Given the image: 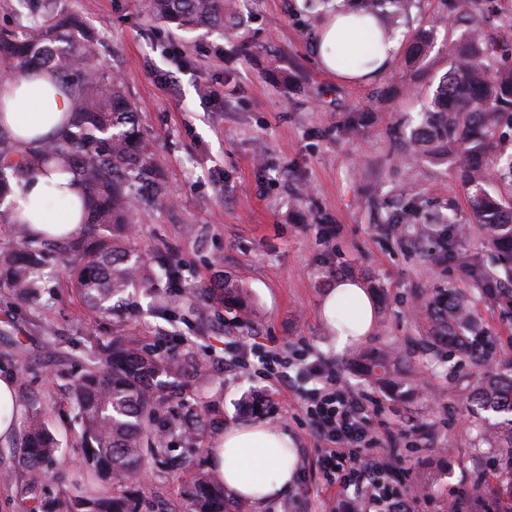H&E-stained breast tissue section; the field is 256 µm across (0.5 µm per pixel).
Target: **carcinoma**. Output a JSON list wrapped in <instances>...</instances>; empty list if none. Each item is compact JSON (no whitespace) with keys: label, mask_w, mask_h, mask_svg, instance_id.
I'll use <instances>...</instances> for the list:
<instances>
[{"label":"carcinoma","mask_w":512,"mask_h":512,"mask_svg":"<svg viewBox=\"0 0 512 512\" xmlns=\"http://www.w3.org/2000/svg\"><path fill=\"white\" fill-rule=\"evenodd\" d=\"M381 0H358L354 13L380 16ZM454 20L468 26L465 43L448 46L452 65L436 87L428 107L412 129L410 143L425 155L450 156L469 201L471 223L497 252L504 273L512 277V197L492 188L493 180L512 185V147L504 129L512 128V68L492 70L496 45L481 37L483 18L473 0H450ZM153 19L186 31L224 28L232 11L227 0H148ZM431 31L418 27L404 55V64L420 65L429 52ZM97 41L75 13L58 11L56 0H41L15 29L0 31V67L26 73L35 68L53 71L73 94L75 110L67 129L41 146L22 151L0 136V198L11 192V180L21 182L46 167L61 163L87 191V236L70 245L71 286L85 305L107 310L113 299L140 289L159 293L162 281L172 284L178 270L163 262L164 278L145 272L132 256L129 225L131 199L144 194L163 199V186L152 166L140 131L137 109L122 82L105 71L94 52ZM424 224H444L436 232L441 248L456 258L482 291H499V274L455 251L451 219L435 215ZM14 234L26 244L20 250L0 252V271L17 296L35 302L41 296L37 270L42 253L31 247L35 231L25 223ZM211 299L226 309L244 310L239 288L231 281L217 286ZM419 317L423 341L435 364L445 350L470 360L476 375L468 384V402L483 410L479 441L496 449L495 477L499 488L512 495V362L496 373L483 371L477 349L483 336L467 298L453 288L423 296ZM404 355L391 348L358 354L352 363L371 384L383 390L411 395L417 390L414 369L403 365ZM194 385L204 378L202 366L187 349L157 351L140 343L130 326H116L112 340L99 348L93 364L75 382L73 397L80 411L88 481L50 502L38 501L29 512H132L131 475L141 471L145 438L165 405L166 379ZM207 423L203 409L186 412L168 423L185 443L198 442ZM27 473L40 478L58 446L48 428L29 421L24 431ZM190 512H226L224 485L203 472L184 490Z\"/></svg>","instance_id":"cac0c4a2"}]
</instances>
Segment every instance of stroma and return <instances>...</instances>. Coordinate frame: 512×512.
Here are the masks:
<instances>
[{"label":"stroma","instance_id":"1","mask_svg":"<svg viewBox=\"0 0 512 512\" xmlns=\"http://www.w3.org/2000/svg\"><path fill=\"white\" fill-rule=\"evenodd\" d=\"M99 39L100 61L115 72L137 108L163 178L162 203L134 201L132 238L148 266L171 258L180 275L171 289V316L133 291L123 313L148 347L166 350L187 341L209 371L207 383L173 391L160 414L206 407L210 425L195 447L173 443L183 461L172 472L148 456L136 485L137 512H188L181 487L209 468V454L229 426L262 421L288 430L297 448L295 480L280 498L245 504L244 512H321L323 471L304 411L315 379L291 377L274 401L244 412L243 397L263 395L271 383L256 355L242 357L247 336L265 346L298 349L308 362L335 369L348 391L373 403V427L383 448L401 455L390 484L432 487L416 512H445L471 488L477 418L456 377L469 374L464 358L421 369V394L401 404L350 374L357 351L386 345L408 352L419 335L417 296L429 288H459L473 296L485 333L482 349L512 359V306L486 297L458 261L421 225H391L408 208L453 209L458 224L470 211L452 158L417 157L400 138L450 67L449 40L466 27L445 22L448 0H415L396 32L409 41L419 21L433 28L425 62L406 67L394 58L382 73L345 79L324 71L313 43L329 14L308 0H238L235 29L184 33L150 19L147 0H60ZM219 91L202 96V87ZM361 113L358 133L340 129ZM67 257L45 249L39 276L45 305L18 300L0 282V372L15 375L24 417H40L60 450L37 486L20 467L21 443L0 444V512H27L31 497H59L87 474L83 429L72 384L110 339L113 318L90 311L66 283ZM357 279L375 295V328L356 348L340 350L320 316L337 278ZM232 280L250 301L248 325L200 295L218 279Z\"/></svg>","mask_w":512,"mask_h":512}]
</instances>
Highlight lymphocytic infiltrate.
<instances>
[{"instance_id":"f902f5d3","label":"lymphocytic infiltrate","mask_w":512,"mask_h":512,"mask_svg":"<svg viewBox=\"0 0 512 512\" xmlns=\"http://www.w3.org/2000/svg\"><path fill=\"white\" fill-rule=\"evenodd\" d=\"M309 372L319 382L306 415L325 472L326 508L352 488L362 502L381 504L384 512H412L414 491L395 489L385 477L386 456L372 429L370 406L345 393L335 370L313 364Z\"/></svg>"}]
</instances>
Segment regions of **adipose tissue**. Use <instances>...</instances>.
I'll list each match as a JSON object with an SVG mask.
<instances>
[{
	"mask_svg": "<svg viewBox=\"0 0 512 512\" xmlns=\"http://www.w3.org/2000/svg\"><path fill=\"white\" fill-rule=\"evenodd\" d=\"M399 48L398 41L379 46L374 24L355 16L331 19L313 43L322 68L345 78H369L386 69ZM74 100L61 87L55 74L43 69L32 75L0 78V130L23 149L39 146L63 127ZM83 185L61 167L23 181L15 201L6 202L9 222L25 221L35 231L65 236L81 226ZM352 303L355 320L337 329L338 348L364 340L374 328L375 313L365 286L356 280H337L327 294L321 314L327 322L336 319V308ZM16 378L0 374V443L16 440L20 431L21 406L15 401ZM297 463L292 438L287 432L255 422L225 429L210 452L216 477L238 501L263 503L280 497L294 479Z\"/></svg>",
	"mask_w": 512,
	"mask_h": 512,
	"instance_id": "adipose-tissue-1",
	"label": "adipose tissue"
}]
</instances>
